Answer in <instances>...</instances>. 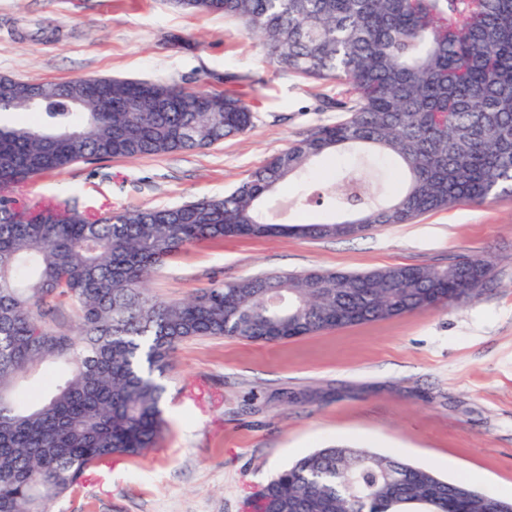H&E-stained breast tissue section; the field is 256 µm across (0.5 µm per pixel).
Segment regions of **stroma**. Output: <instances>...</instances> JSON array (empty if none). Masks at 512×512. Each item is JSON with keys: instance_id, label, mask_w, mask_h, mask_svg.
<instances>
[{"instance_id": "35a3bbf8", "label": "stroma", "mask_w": 512, "mask_h": 512, "mask_svg": "<svg viewBox=\"0 0 512 512\" xmlns=\"http://www.w3.org/2000/svg\"><path fill=\"white\" fill-rule=\"evenodd\" d=\"M181 37L183 47L171 44ZM40 83L115 77L233 90L255 126L214 146L78 162L24 189L80 211L171 207L220 197L266 159L341 115L334 84L278 68L239 22L169 0H0V76ZM346 152L281 184L279 224L335 217L329 195ZM494 262L491 291L280 344L180 343L164 376L166 429L154 450L87 471L51 512H252L280 470L333 444L425 465L512 499V196L468 202L410 224L336 238L227 237L169 260L153 294L184 298L214 283L311 270Z\"/></svg>"}]
</instances>
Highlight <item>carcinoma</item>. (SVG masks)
<instances>
[{
    "mask_svg": "<svg viewBox=\"0 0 512 512\" xmlns=\"http://www.w3.org/2000/svg\"><path fill=\"white\" fill-rule=\"evenodd\" d=\"M221 13L288 71L336 84L347 116L266 160L222 197L166 208L80 213L25 201L34 177L80 161L212 146L254 126L233 92L164 81L7 78L0 112V512H50L84 474L139 457L163 428L164 375L194 338L266 344L424 309L488 290L493 264L395 265L365 272L250 276L178 301L147 284L177 253L224 237H338V223L410 224L461 201L512 195V0H172ZM40 90V109L27 96ZM352 149L341 221L277 224L264 202L316 159ZM398 161L402 189L381 202L366 158ZM283 301L270 306L267 299ZM69 309L75 326L54 317ZM52 364L64 380L30 400L20 382ZM269 512H490L512 502L365 448H320L259 492Z\"/></svg>",
    "mask_w": 512,
    "mask_h": 512,
    "instance_id": "carcinoma-1",
    "label": "carcinoma"
}]
</instances>
